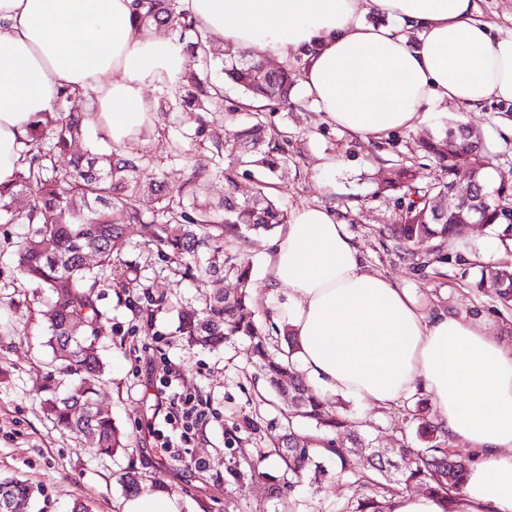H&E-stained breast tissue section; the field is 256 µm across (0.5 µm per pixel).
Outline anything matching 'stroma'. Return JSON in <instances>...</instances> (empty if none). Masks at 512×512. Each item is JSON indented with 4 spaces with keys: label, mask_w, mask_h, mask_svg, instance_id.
Listing matches in <instances>:
<instances>
[{
    "label": "stroma",
    "mask_w": 512,
    "mask_h": 512,
    "mask_svg": "<svg viewBox=\"0 0 512 512\" xmlns=\"http://www.w3.org/2000/svg\"><path fill=\"white\" fill-rule=\"evenodd\" d=\"M462 112L468 126L482 135L492 183H512V103L490 99L468 111L445 103L426 112L415 131L366 140L329 123L304 90H297L293 108L266 115L288 131L300 155L299 164H288L278 173L280 201L291 212L307 206L331 210L346 224L368 270L407 289L424 309L443 307L464 319L485 322L500 345L512 351V303H504L479 283L481 265H512V244L502 243L493 227L485 225L412 251L384 230L397 223L403 206L397 193L384 191V182L401 163L422 166L426 176L437 175L434 161L416 145ZM184 124L183 114L171 112L164 128L126 151L153 158L158 176L177 183L180 167L167 160L165 147L178 138ZM126 226L124 257L137 263L141 285L123 287L121 272L115 269L106 272L104 287L96 291L105 320L98 350L107 368L97 401L128 444L127 450L107 457L93 452L88 435L61 429L46 414L44 375L53 355L46 344L44 296L15 268L16 244L26 226L0 223V476H16L30 485L32 498L22 512H72L80 501L91 512H118L125 495L121 477L130 467L142 474L144 484L175 490L184 512H348L353 491L331 458H321L319 475L304 477L281 495L270 494L269 485L283 482L272 451L287 425L288 397L267 390L256 379L249 340L233 338L215 349L192 348L178 334L181 312L200 308L205 296L215 291H235V280L184 279L176 266L149 250L154 225ZM272 240L268 233L224 249L225 255L249 260L250 286L264 298L256 319L265 329L276 320L275 307L288 296L287 289L271 295L265 288ZM167 361L179 372L177 390L195 395L208 420L182 459L163 466L159 453L144 439L152 415L145 393L153 368ZM423 397L419 391L389 408L339 394L328 395L327 401L332 409L350 414L374 447L389 451L404 439L417 445V423L409 411ZM252 422L258 431H249ZM261 456L270 483L225 480V462Z\"/></svg>",
    "instance_id": "1"
}]
</instances>
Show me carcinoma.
<instances>
[{
	"label": "carcinoma",
	"mask_w": 512,
	"mask_h": 512,
	"mask_svg": "<svg viewBox=\"0 0 512 512\" xmlns=\"http://www.w3.org/2000/svg\"><path fill=\"white\" fill-rule=\"evenodd\" d=\"M136 23L146 33L165 28L189 57L175 79L164 78L174 91L168 109L189 112L181 138L171 142L168 150V158L182 166L181 181L170 185L159 180L152 173L153 159L129 155L111 145L106 152L88 150L73 157L70 166L57 167L56 156L68 153L87 134L82 99L63 85L57 87L54 115L34 131L28 165L16 172L9 187L0 186V212L28 226L15 250L17 271L48 296L47 344L55 365L45 376L47 416L63 429L93 434L100 455L110 457L126 448L112 416L94 408L104 374L95 350L103 327L95 295L101 287V271L119 264L126 280L139 287L137 265L121 260L125 225L112 223V211L119 210L129 224L156 226L152 248L162 260L178 266L183 277L196 280L226 272L235 276L240 288L232 295L216 292L205 298L200 310L181 315L179 333L190 346L211 348L230 336L247 337L262 378L277 390L283 378H288L289 394L298 398V405L276 449L288 478L310 470L316 455H334L340 473L354 487L352 512H391V500L399 495L397 487L414 483L440 499L443 512H457L470 460L448 448L446 439L437 435V427L423 420L417 435L425 446L403 444L400 451L413 455L415 463L397 470L380 450L369 447L349 418L325 409L298 370L297 342L288 328L282 329L287 350L278 356L269 353L255 320L249 263L240 260L224 266V243L269 233L288 222V210L271 194L275 186L270 178L288 164L291 139L288 131L269 125L264 113L272 105L282 109L293 105L306 60L298 55L289 67L268 69L251 51L227 50L222 71L246 100L226 108L224 85L208 75L211 36L184 9L182 0H149L148 10L137 15ZM224 111L230 112L227 123L215 125L209 120L211 113ZM463 131V125L450 123L441 139L420 145L435 159L441 177L423 186L420 170L402 163L386 182V190L409 197L400 223L393 225V237L401 243L420 247L456 235L453 221L436 213V201L468 165L470 155L482 151L481 144L463 138ZM201 142L208 145L213 167L224 177V197L217 202L203 195L206 174L192 161V148ZM244 173L257 175L249 197L237 192V181ZM479 184L482 193L493 199L483 212L484 223L495 227L500 239H511L512 224L505 214L512 207V185L489 190L483 171ZM89 253L96 258L94 266L85 261ZM480 283L502 301L512 302V270L485 265L480 269ZM296 417L307 420L315 434L296 430ZM343 429L350 430L355 447L368 449L369 469H356L343 449L328 438ZM229 472L242 479L268 480L256 462L248 461L244 467L237 464ZM30 495L26 482L1 478L0 512H8L3 508L8 502L21 506Z\"/></svg>",
	"instance_id": "1"
}]
</instances>
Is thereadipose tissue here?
<instances>
[{
	"instance_id": "1",
	"label": "adipose tissue",
	"mask_w": 512,
	"mask_h": 512,
	"mask_svg": "<svg viewBox=\"0 0 512 512\" xmlns=\"http://www.w3.org/2000/svg\"><path fill=\"white\" fill-rule=\"evenodd\" d=\"M135 0H0V185L13 182L56 88L88 94L85 123L113 145L155 132L146 90L186 57L136 26ZM212 39L280 62L304 54L305 90L329 121L362 138L415 130L431 107L512 101V36L495 37L475 0H184ZM386 24L367 23V6ZM267 286L323 392L380 407L416 389L449 437L476 450L464 495L512 512V352L488 326L416 300L362 265L326 208L296 210L271 245ZM168 489L132 492L120 512H182Z\"/></svg>"
}]
</instances>
